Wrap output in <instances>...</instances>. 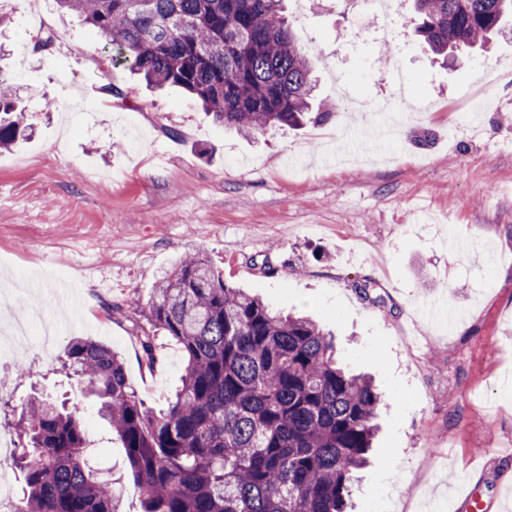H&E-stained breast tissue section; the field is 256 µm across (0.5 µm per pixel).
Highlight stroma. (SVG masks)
I'll return each instance as SVG.
<instances>
[{
    "mask_svg": "<svg viewBox=\"0 0 512 512\" xmlns=\"http://www.w3.org/2000/svg\"><path fill=\"white\" fill-rule=\"evenodd\" d=\"M285 7L316 101L336 102L341 82L347 107L248 137L123 69L125 97L110 99L95 27L48 0L45 33L74 47L61 62L34 52L21 0H0V79L31 127L0 149V338L17 319L63 320L52 356L34 337L0 362V398L78 410L118 512H140L125 450L74 390L66 348L109 345L147 405L165 407L184 356L166 344L147 368L136 324L156 277L199 252L226 283L311 315L344 364L374 377L380 430L354 512H443L464 482L487 512H512V83L498 78L512 38L445 65L415 37L412 0L382 41L355 38L371 20L344 0ZM402 79L390 139L368 141ZM18 360L33 374L22 385Z\"/></svg>",
    "mask_w": 512,
    "mask_h": 512,
    "instance_id": "obj_1",
    "label": "stroma"
}]
</instances>
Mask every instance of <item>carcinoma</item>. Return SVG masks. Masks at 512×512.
Listing matches in <instances>:
<instances>
[{
  "label": "carcinoma",
  "mask_w": 512,
  "mask_h": 512,
  "mask_svg": "<svg viewBox=\"0 0 512 512\" xmlns=\"http://www.w3.org/2000/svg\"><path fill=\"white\" fill-rule=\"evenodd\" d=\"M97 28L110 49L103 91H123L128 68L150 86L196 97L214 121L246 136L325 123L312 66L283 0H58ZM431 52L485 46L512 23V0H413ZM28 126L14 94H0V148ZM138 340L149 368L157 333L186 359L167 408L145 405L107 345L69 342L64 367L98 403L126 450L142 512H346L377 431L373 381L341 366L330 334L224 282L201 253L160 278L142 308ZM28 446L15 512H117L113 483L88 464L79 414L39 397L17 419Z\"/></svg>",
  "instance_id": "1"
}]
</instances>
